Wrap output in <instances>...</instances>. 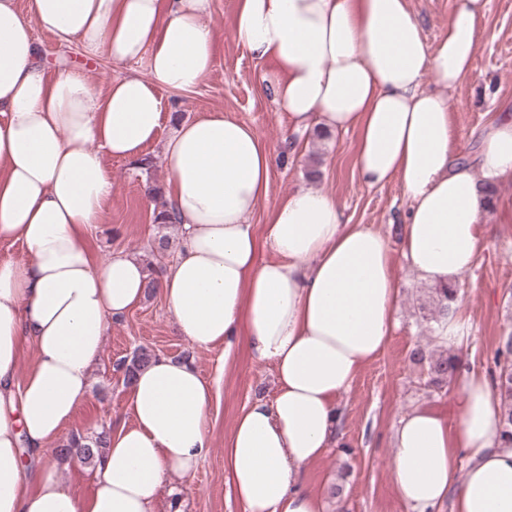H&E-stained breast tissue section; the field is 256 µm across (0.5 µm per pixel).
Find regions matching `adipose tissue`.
Returning <instances> with one entry per match:
<instances>
[{
	"instance_id": "1",
	"label": "adipose tissue",
	"mask_w": 512,
	"mask_h": 512,
	"mask_svg": "<svg viewBox=\"0 0 512 512\" xmlns=\"http://www.w3.org/2000/svg\"><path fill=\"white\" fill-rule=\"evenodd\" d=\"M487 0H452L429 44L409 0H235L230 35L265 62L262 82L292 131L357 130L355 170L408 200L402 257L434 286L461 283L486 234L488 189L512 184V115L454 152L449 93L471 72ZM146 73L98 88L76 68L49 69L33 32ZM219 33L209 0H0V239L25 263L0 262V512H157L168 475L209 450L213 386L188 362L158 357L129 389L130 422L112 430L88 499L75 497L46 447L84 403L112 318L141 304L142 261L85 244L112 195L104 155L137 158L159 132L161 90L192 92L212 72ZM437 87H422L425 75ZM166 210L181 228L157 283L180 336L200 349L247 332L275 370L272 399L236 418L224 466L244 512H324L304 483L329 448L338 395L385 346L400 287L385 237L345 220L335 198L303 185L272 204L264 235L250 218L268 200L273 152L220 112L177 123L164 141ZM274 257L256 258L258 243ZM36 354L17 380L23 344ZM496 392L461 378L460 420L426 407L400 418L390 472L408 512H512V448Z\"/></svg>"
}]
</instances>
